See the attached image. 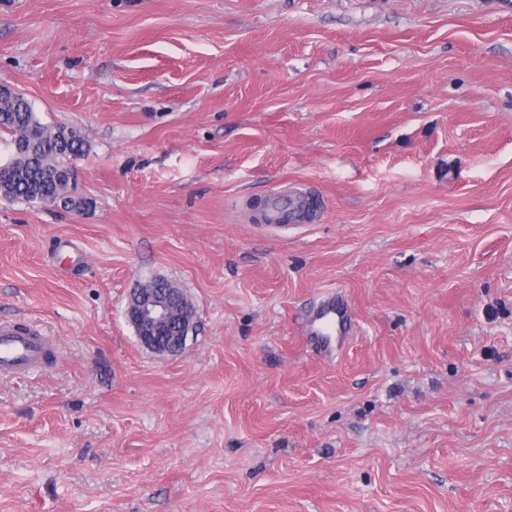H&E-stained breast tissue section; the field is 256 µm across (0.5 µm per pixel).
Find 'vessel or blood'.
<instances>
[{
	"mask_svg": "<svg viewBox=\"0 0 512 512\" xmlns=\"http://www.w3.org/2000/svg\"><path fill=\"white\" fill-rule=\"evenodd\" d=\"M265 204L269 222L280 226L310 224L316 217L315 207L300 195L275 192L266 197ZM352 331L351 308L334 292L321 296L305 323L306 336L324 356L334 354ZM48 351V340L37 326L0 321V375H27L41 369Z\"/></svg>",
	"mask_w": 512,
	"mask_h": 512,
	"instance_id": "vessel-or-blood-1",
	"label": "vessel or blood"
}]
</instances>
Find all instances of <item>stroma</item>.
<instances>
[{
    "label": "stroma",
    "mask_w": 512,
    "mask_h": 512,
    "mask_svg": "<svg viewBox=\"0 0 512 512\" xmlns=\"http://www.w3.org/2000/svg\"><path fill=\"white\" fill-rule=\"evenodd\" d=\"M0 84L89 145L83 214L0 201V319L53 340L0 380V512H512V14L0 0ZM287 185L321 219L254 222ZM157 277L175 354L125 316ZM151 281L153 282H161L165 285V288L170 289L171 297H179L185 303V307L182 308L179 312V316L176 318V327L182 330L184 333H190L191 330H195V316L190 315L188 308L194 309V305L192 301L188 298V296L178 287L174 286L172 282L164 278H154ZM353 331V315L348 302L339 294L326 293L310 311L305 334L320 355L336 352Z\"/></svg>",
    "instance_id": "stroma-1"
}]
</instances>
